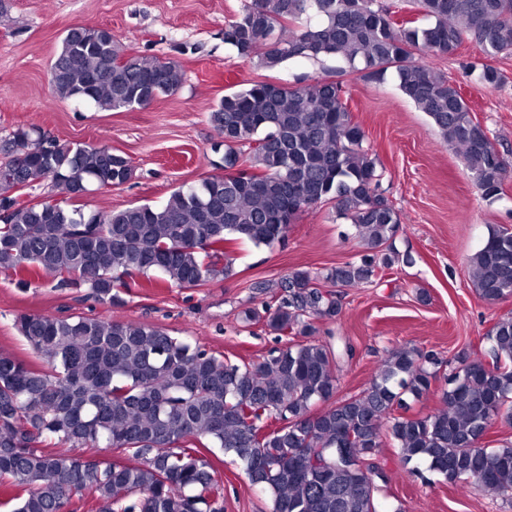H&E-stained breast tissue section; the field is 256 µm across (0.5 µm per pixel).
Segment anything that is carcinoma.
<instances>
[{"mask_svg":"<svg viewBox=\"0 0 512 512\" xmlns=\"http://www.w3.org/2000/svg\"><path fill=\"white\" fill-rule=\"evenodd\" d=\"M418 17L395 21L381 0H244L224 43L268 69L293 58H336L401 92L463 157L487 197L501 193L512 163L490 141L457 87L415 55L447 58L467 40L495 58L512 51V0H414ZM63 99L108 112L151 105L184 81L174 60L128 51L103 26L70 27L50 65ZM208 119L224 145V173L182 186L159 206L131 204L85 214L91 187L126 183L131 160L81 143L43 146L46 135L14 130L0 166V270L31 268L121 301L136 276L158 273L194 288L234 275L232 246L272 247L298 216L328 201L350 219L369 254L324 271L297 269L280 292L244 319L281 337H303L258 363H232L163 328L103 317L15 316L41 361L0 354V483L4 512H72L88 494L96 512H224V493L199 448H222L273 512H381L365 461L392 442L405 463L426 464L450 483H473L512 502V442L482 441L512 424V316L488 329L491 362L457 356L443 408L409 413L438 381L442 361L394 349L362 392L337 399L341 352L313 339L341 299L319 288L372 282L395 256L384 252L402 218L381 190L382 169L366 146L341 81H257L229 92ZM49 179L66 198L40 205L12 192ZM477 294L512 297V230L498 229L469 258ZM318 403L326 404L320 411ZM67 444L71 453L50 450ZM139 463L84 456L87 446Z\"/></svg>","mask_w":512,"mask_h":512,"instance_id":"cac0c4a2","label":"carcinoma"}]
</instances>
